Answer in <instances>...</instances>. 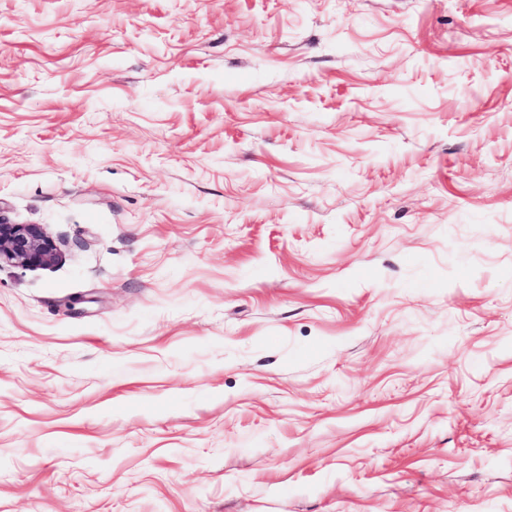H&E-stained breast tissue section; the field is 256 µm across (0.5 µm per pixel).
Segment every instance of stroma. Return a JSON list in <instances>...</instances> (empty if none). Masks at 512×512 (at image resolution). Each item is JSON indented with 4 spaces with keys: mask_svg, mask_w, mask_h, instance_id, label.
I'll return each instance as SVG.
<instances>
[{
    "mask_svg": "<svg viewBox=\"0 0 512 512\" xmlns=\"http://www.w3.org/2000/svg\"><path fill=\"white\" fill-rule=\"evenodd\" d=\"M0 512H512V0H0ZM60 256L57 242L39 224H15L0 210V264L47 269Z\"/></svg>",
    "mask_w": 512,
    "mask_h": 512,
    "instance_id": "stroma-1",
    "label": "stroma"
}]
</instances>
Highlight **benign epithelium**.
Masks as SVG:
<instances>
[{
    "instance_id": "obj_1",
    "label": "benign epithelium",
    "mask_w": 512,
    "mask_h": 512,
    "mask_svg": "<svg viewBox=\"0 0 512 512\" xmlns=\"http://www.w3.org/2000/svg\"><path fill=\"white\" fill-rule=\"evenodd\" d=\"M60 256L57 242L40 224H15L0 214V264L47 269Z\"/></svg>"
}]
</instances>
